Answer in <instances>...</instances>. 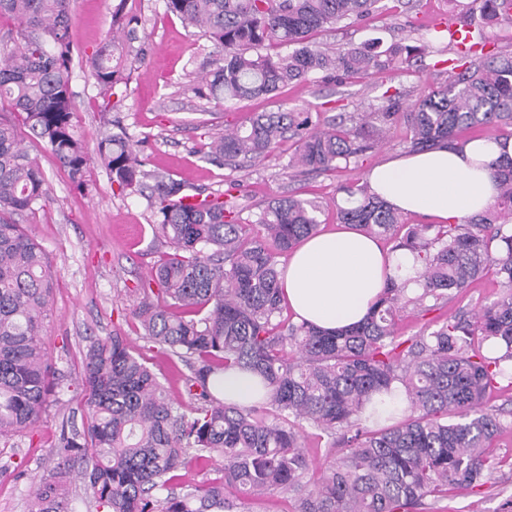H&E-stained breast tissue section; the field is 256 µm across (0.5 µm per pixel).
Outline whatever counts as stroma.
Listing matches in <instances>:
<instances>
[{
  "mask_svg": "<svg viewBox=\"0 0 512 512\" xmlns=\"http://www.w3.org/2000/svg\"><path fill=\"white\" fill-rule=\"evenodd\" d=\"M124 4L132 17L141 60H126L120 100L109 116H102L103 95L81 61H74L71 92L77 132L89 156L83 187H75L52 154L38 146L29 153L45 173L49 197L23 217L27 233L53 261L58 279L53 296V320L44 341L58 382L57 398L39 421L14 436L0 450V512H26V503L45 474L48 454L63 422L81 423V394L76 375L90 340L112 334L125 336L158 374L171 395L184 393L186 367L171 361L142 339V330L130 311L139 299L137 286L148 280L153 266L166 250L156 237V218L146 196H125L112 190L110 175L99 157V144L114 127H122L140 143L148 170H157L208 192L233 190L242 207L240 221L254 223L263 202L271 195L301 191L325 205L321 229L335 228L333 202L336 188L363 181L374 167L406 154L405 129L396 124L384 141L336 172L289 177L286 165L294 151L293 140L278 145L265 159L244 171H233L206 159L211 135L239 126L255 112L310 113L313 121H327L345 112H371L384 95L411 97L427 82H449L455 76L446 42L428 49L407 71L387 70L343 84L311 76L310 80L283 88L276 96L252 101H217L199 96L202 75L215 69L224 55L212 41L167 12L165 0H74L70 29L72 41L93 51L112 29V12ZM455 14L454 0H377L375 12L364 24L347 25L311 33L310 41L329 47L360 44L378 38L383 44H417L427 29L443 27ZM504 285L490 270L456 293L439 310L405 315L402 335L417 333L454 316L491 305ZM484 406L498 413L502 431L490 446L494 454L512 455V387L491 389ZM512 498V474L495 473L482 493L449 492L429 499L431 512H501Z\"/></svg>",
  "mask_w": 512,
  "mask_h": 512,
  "instance_id": "stroma-1",
  "label": "stroma"
}]
</instances>
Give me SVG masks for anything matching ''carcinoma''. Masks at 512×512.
Segmentation results:
<instances>
[{
	"label": "carcinoma",
	"mask_w": 512,
	"mask_h": 512,
	"mask_svg": "<svg viewBox=\"0 0 512 512\" xmlns=\"http://www.w3.org/2000/svg\"><path fill=\"white\" fill-rule=\"evenodd\" d=\"M169 12L224 48L222 64L206 80V96L246 101L270 96L317 73L338 84L381 69L408 70L445 38L459 72L450 83H428L411 103L385 97L365 123L380 136L399 121L411 152L459 144L457 132L494 126L512 137V54L486 50L484 29L457 37L479 12L487 25L512 26V0H470L442 30L419 45L354 44L329 53L309 40L317 30L364 21L377 0H165ZM113 24L124 32L134 60L141 47L132 19L118 5ZM72 0H0V22L13 21L0 48V443L31 428L55 395L54 371L43 346L51 323L56 270L18 218L45 198L46 179L21 147L16 117L29 138L48 149L84 184L88 157L74 131L71 64L82 57L104 93L103 111L121 82L112 66L115 40L81 55L70 40ZM271 45L291 48L275 56ZM347 118L320 125L307 112H261L245 129L228 128L210 144L207 160L234 170L266 158L291 137L287 168L326 174L349 164L367 146L362 128ZM125 130L100 142L99 154L121 195H147L154 230L169 252L139 286L131 310L143 338L188 369L189 402L171 396L143 357L116 334L89 345L78 373L86 420L62 430L50 451L52 466L30 499L28 512H69L82 487L95 512H236L228 489L252 495L282 492L292 512H417L425 499L453 487L479 494L490 476L512 462L486 443L502 428L483 405L486 391L512 386V160L489 164L497 182L494 204L456 224H407L403 213L368 184L339 185L346 205L336 219L393 249L414 256L422 292L408 296L409 279L396 274L359 324L326 331L281 318L280 258L317 233L323 206L296 193L275 194L249 234L231 191L197 205L183 202L189 185L144 169ZM504 279L490 306L434 330L397 335L395 319L407 306L430 311L448 303L489 267ZM478 336L489 350L472 343ZM249 370L266 397L249 406L224 403L218 376ZM400 386L408 406L379 404ZM325 438L326 464L314 484L302 438L305 426ZM216 462V477L182 481L193 464Z\"/></svg>",
	"instance_id": "carcinoma-1"
}]
</instances>
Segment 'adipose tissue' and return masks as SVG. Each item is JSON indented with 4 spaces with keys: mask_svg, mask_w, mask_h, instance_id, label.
<instances>
[{
    "mask_svg": "<svg viewBox=\"0 0 512 512\" xmlns=\"http://www.w3.org/2000/svg\"><path fill=\"white\" fill-rule=\"evenodd\" d=\"M500 157L512 158V138L412 152L374 167L367 180L400 211L455 222L495 200L487 164ZM398 269L413 275L410 253L389 252L353 230L319 232L290 253L282 286L298 319L333 330L364 320Z\"/></svg>",
    "mask_w": 512,
    "mask_h": 512,
    "instance_id": "obj_1",
    "label": "adipose tissue"
}]
</instances>
